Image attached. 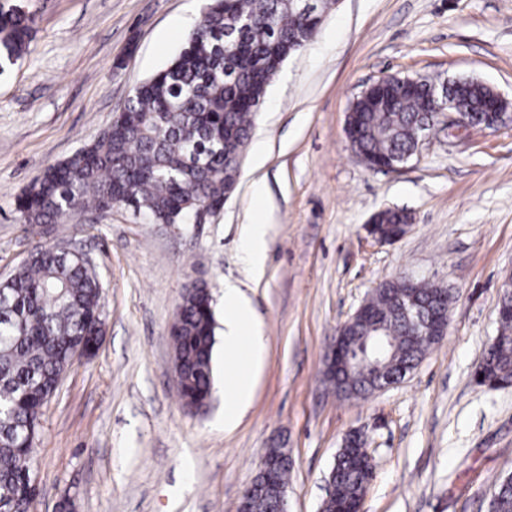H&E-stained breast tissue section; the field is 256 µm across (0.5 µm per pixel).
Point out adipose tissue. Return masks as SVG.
I'll return each mask as SVG.
<instances>
[{
	"label": "adipose tissue",
	"instance_id": "obj_1",
	"mask_svg": "<svg viewBox=\"0 0 512 512\" xmlns=\"http://www.w3.org/2000/svg\"><path fill=\"white\" fill-rule=\"evenodd\" d=\"M250 301L233 285L224 288V424L232 426L245 413L253 391V367L260 336L254 333Z\"/></svg>",
	"mask_w": 512,
	"mask_h": 512
}]
</instances>
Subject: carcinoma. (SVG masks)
Wrapping results in <instances>:
<instances>
[{
	"instance_id": "carcinoma-1",
	"label": "carcinoma",
	"mask_w": 512,
	"mask_h": 512,
	"mask_svg": "<svg viewBox=\"0 0 512 512\" xmlns=\"http://www.w3.org/2000/svg\"><path fill=\"white\" fill-rule=\"evenodd\" d=\"M205 17L179 55L134 89L123 112L82 152L48 166L17 198L31 226L55 224L83 209L105 210L118 201L146 224H190L200 203L224 207V170L230 155L248 145L253 118L277 74L276 62L302 30L318 23L299 12L297 0H208ZM31 37L19 0H0V58L21 57ZM434 80L408 88L389 80L357 101L352 151L370 161L400 164L417 148L422 125L438 114ZM492 99L474 81L456 87L458 109L477 114ZM447 291L421 283L415 298L430 302ZM406 289L383 282L370 298L378 322L393 336V362L378 370L352 369L338 384L342 395L373 392L399 367L416 366L434 340L408 339L409 325L395 309ZM101 318L96 269L80 255L36 245L31 257L0 282V512H26L29 478L44 400L71 366L72 349ZM216 322L212 302L186 290L171 325V342L184 369L176 384L182 405L199 407L212 392ZM362 321L349 327L369 337L367 353L387 348ZM487 378L512 383V319L485 360ZM361 448L336 463L333 507L359 499L366 475ZM489 512H512V471L494 483ZM277 488L252 498L251 512H276Z\"/></svg>"
}]
</instances>
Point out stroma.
Returning a JSON list of instances; mask_svg holds the SVG:
<instances>
[{
    "instance_id": "stroma-1",
    "label": "stroma",
    "mask_w": 512,
    "mask_h": 512,
    "mask_svg": "<svg viewBox=\"0 0 512 512\" xmlns=\"http://www.w3.org/2000/svg\"><path fill=\"white\" fill-rule=\"evenodd\" d=\"M22 58L0 74V281L34 244L72 240L102 284L105 334L44 408L33 512H235L267 449L291 459L288 512H320L336 454L362 432L374 478L362 512H486L512 469V386L473 374L498 334L512 271V110L495 131L439 123L400 170L366 168L346 137L365 83L390 73L473 78L512 102V0H331L257 112L237 187L201 224H145L115 208L29 228L16 199L92 143L134 89L181 51L205 0H22ZM263 196H256V186ZM386 208L412 224L367 232ZM272 224L262 275L241 260L250 220ZM448 288V332L405 379L364 399L333 393L325 357L380 283ZM208 284L217 342L205 412L181 404L168 329L187 284ZM250 300L265 351L253 399L224 426V285ZM384 211V210H382ZM379 211L373 215L369 224L367 225L368 233L377 241L381 243H391L403 238L411 226V216L408 214L407 224H403L406 215L403 210L387 209L382 212ZM381 213L379 224H377V216ZM386 224H397L395 227L386 226Z\"/></svg>"
}]
</instances>
